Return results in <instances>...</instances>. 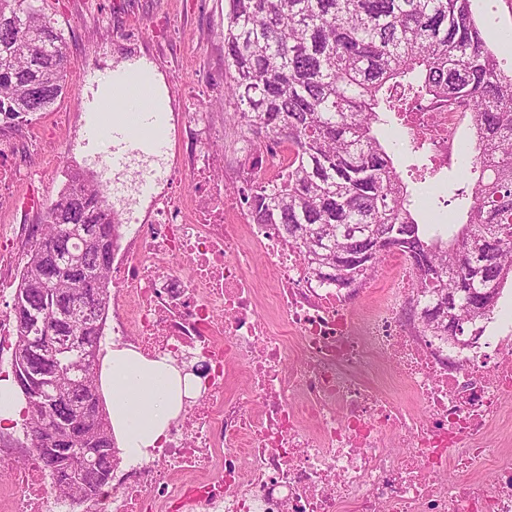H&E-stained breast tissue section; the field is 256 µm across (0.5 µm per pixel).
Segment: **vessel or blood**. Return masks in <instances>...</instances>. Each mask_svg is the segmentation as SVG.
Returning <instances> with one entry per match:
<instances>
[{"label":"vessel or blood","mask_w":512,"mask_h":512,"mask_svg":"<svg viewBox=\"0 0 512 512\" xmlns=\"http://www.w3.org/2000/svg\"><path fill=\"white\" fill-rule=\"evenodd\" d=\"M104 81L113 90L114 96L103 100L98 106L99 111H111L113 101L117 98L127 100L130 107L124 122L92 127L87 144L95 154L108 156L116 172L126 170L134 159L145 158L146 163L138 170L137 177L141 190H148L166 176L164 169L151 167L149 161L165 155L169 143L166 138L155 133L157 114L139 105L141 86L112 72L105 75Z\"/></svg>","instance_id":"vessel-or-blood-1"}]
</instances>
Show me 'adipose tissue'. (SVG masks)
<instances>
[{
    "label": "adipose tissue",
    "instance_id": "1",
    "mask_svg": "<svg viewBox=\"0 0 512 512\" xmlns=\"http://www.w3.org/2000/svg\"><path fill=\"white\" fill-rule=\"evenodd\" d=\"M98 384L118 447L140 457L160 446L172 421L183 413L191 378L170 359H151L112 344L102 359Z\"/></svg>",
    "mask_w": 512,
    "mask_h": 512
}]
</instances>
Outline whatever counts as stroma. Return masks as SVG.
<instances>
[{
	"label": "stroma",
	"instance_id": "stroma-1",
	"mask_svg": "<svg viewBox=\"0 0 512 512\" xmlns=\"http://www.w3.org/2000/svg\"><path fill=\"white\" fill-rule=\"evenodd\" d=\"M226 0H48L47 9L66 36V51L76 75L66 93L47 111L19 129L22 161L39 170L31 191L52 200L67 173L86 179L101 177L102 167L84 144L89 114L84 107L94 97L104 71L121 62L143 60L155 67L168 99L169 152L162 164L177 175L186 150L183 129L193 113H207L210 144L223 151L227 168L240 160L239 129L227 118L230 104L213 82L224 71V12ZM472 9L488 46L504 64L512 51L502 49L503 34H512V0H473ZM379 133L400 172L427 169L424 150L404 138L397 115H389ZM419 223L430 224L438 212L458 214L467 187L459 168L437 178L409 181Z\"/></svg>",
	"mask_w": 512,
	"mask_h": 512
}]
</instances>
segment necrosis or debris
Segmentation results:
<instances>
[{"instance_id": "1", "label": "necrosis or debris", "mask_w": 512, "mask_h": 512, "mask_svg": "<svg viewBox=\"0 0 512 512\" xmlns=\"http://www.w3.org/2000/svg\"><path fill=\"white\" fill-rule=\"evenodd\" d=\"M458 126L453 111L404 123L430 175L463 161ZM185 135L194 194L171 180L139 224L117 226L112 333L206 373L151 459L115 457L111 496L72 512H512V338L463 356L421 335L404 272L380 301L367 279L318 284L275 225L225 196L204 129ZM19 151L0 133V204L31 221L42 200L8 190ZM0 512H62L36 457L0 486Z\"/></svg>"}]
</instances>
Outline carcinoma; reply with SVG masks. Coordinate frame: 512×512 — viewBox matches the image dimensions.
<instances>
[{
	"mask_svg": "<svg viewBox=\"0 0 512 512\" xmlns=\"http://www.w3.org/2000/svg\"><path fill=\"white\" fill-rule=\"evenodd\" d=\"M40 5H35V2ZM44 0H0V114L34 116L68 88L75 65ZM472 0H228L224 88L230 119L263 165L272 147H288V173L243 195L255 224H277L299 247L316 281L340 288L368 277L396 252L427 300L421 333L448 342L441 298L481 288L458 310L461 343L491 318L512 278V70L488 47ZM457 110L470 117L483 167L469 172L466 221L448 241L415 218L407 184L375 126L388 112ZM81 175L47 206L40 240L27 252L13 294L11 364L55 380L51 404L15 387L22 429L59 422L70 448L96 449L91 466L62 461L48 470L56 496L99 495L118 453L99 393L102 330L112 306V248L81 246L90 224L112 223L102 192ZM67 330L88 355L55 357L56 337L29 327L30 314ZM95 399L89 423L75 410Z\"/></svg>",
	"mask_w": 512,
	"mask_h": 512,
	"instance_id": "1",
	"label": "carcinoma"
}]
</instances>
